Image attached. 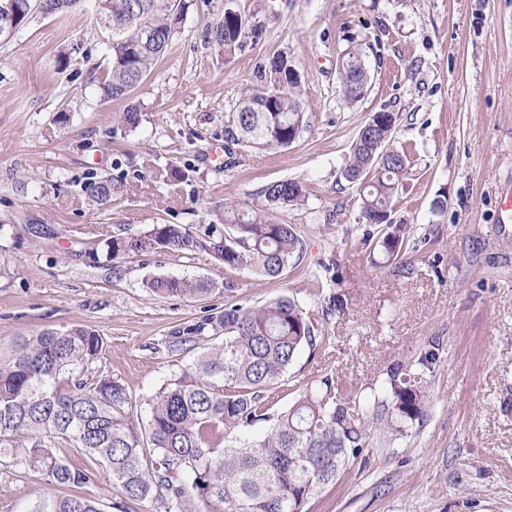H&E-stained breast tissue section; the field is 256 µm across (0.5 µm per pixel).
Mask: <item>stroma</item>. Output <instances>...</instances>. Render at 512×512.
<instances>
[{"label":"stroma","instance_id":"35a3bbf8","mask_svg":"<svg viewBox=\"0 0 512 512\" xmlns=\"http://www.w3.org/2000/svg\"><path fill=\"white\" fill-rule=\"evenodd\" d=\"M228 7L250 25L229 56L206 38ZM348 50L371 77L355 104L337 84ZM278 53L301 74L307 127L285 149L232 146L215 167L208 152L224 141L226 115ZM110 68L90 0L34 14L0 42V344L46 329L98 332L103 351L87 372L125 385L140 428L148 399L192 360L170 358L169 337L223 311L228 279L239 304L293 297L327 339L289 367L271 397L278 411L327 375L383 395L388 366L416 359L434 336L424 421L398 431L368 417L363 454L305 510L512 512V223L499 221L500 184L512 177V0H193L129 101L101 99ZM129 104L133 127L117 119ZM382 110L398 115L410 161L392 218L418 249L402 271L366 241L358 192L342 176L360 128ZM92 174L115 185L104 204L83 190ZM286 179L306 193L282 213L303 240L283 279L224 268L204 251L110 253L115 235L196 230L227 201L265 209L263 187ZM330 258L348 310L326 320L314 274ZM164 276L218 291L159 297L146 283ZM46 490L39 473L0 457V512Z\"/></svg>","mask_w":512,"mask_h":512}]
</instances>
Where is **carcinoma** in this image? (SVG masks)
Wrapping results in <instances>:
<instances>
[{"instance_id": "1", "label": "carcinoma", "mask_w": 512, "mask_h": 512, "mask_svg": "<svg viewBox=\"0 0 512 512\" xmlns=\"http://www.w3.org/2000/svg\"><path fill=\"white\" fill-rule=\"evenodd\" d=\"M45 14H65L80 0H44ZM100 10L120 21V33L107 38L112 66L99 84L103 99L128 96L167 51L188 9L187 0H99ZM245 18L227 8L207 29L209 41L234 53ZM266 85L244 97L224 120V142L251 148H287L307 125L300 102L301 79L292 59H269ZM344 98L359 102L370 75L357 51L347 52L338 68ZM397 118L378 115L354 140L342 175L359 190L361 212L373 226L367 236L389 262L411 266L404 225L391 220L394 199L410 165L394 146ZM89 198L105 203L112 180L91 175ZM267 210L245 202L224 203L217 214L224 230L209 224L199 233L182 224H155L136 237L112 238V258L166 251L188 256L209 252L229 269L250 268L278 280L303 250L294 225L274 214L298 206L305 190L297 180L263 189ZM147 287L159 296L205 299L214 283L194 278L158 277ZM344 295L324 296L322 317L345 312ZM211 327L213 336L194 361L148 400L146 426L129 418L126 387L110 377H93L85 366L98 358L103 338L85 328L49 329L17 336L0 353V455L20 432L31 437L19 461L42 475L51 491L27 501L20 512H100L95 502L59 490L87 484L104 469L122 497L118 512L155 500L165 512H304L307 501L336 481L356 461L366 442V413L383 409L403 422H422L430 402L422 374L433 372L440 344L428 339L417 360L387 369V400L362 394L329 376L304 388L280 413L270 412L269 392L278 388L299 350L323 337L298 301L279 296L260 305L224 303V310L168 341L170 357L181 359ZM258 422L268 424L260 438L248 435ZM65 439L83 458L57 454L51 439Z\"/></svg>"}]
</instances>
